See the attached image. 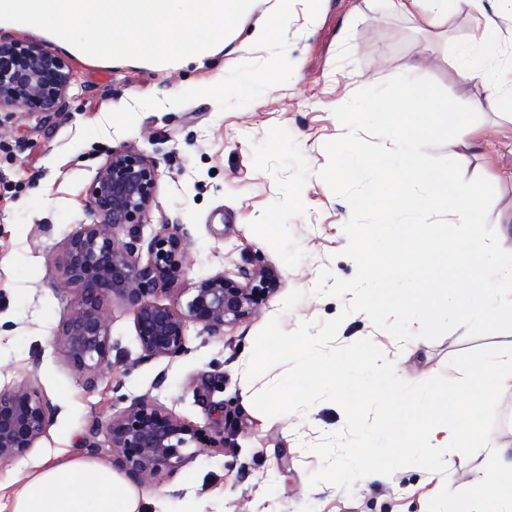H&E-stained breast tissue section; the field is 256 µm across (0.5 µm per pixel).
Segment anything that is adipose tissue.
Returning a JSON list of instances; mask_svg holds the SVG:
<instances>
[{
    "label": "adipose tissue",
    "mask_w": 512,
    "mask_h": 512,
    "mask_svg": "<svg viewBox=\"0 0 512 512\" xmlns=\"http://www.w3.org/2000/svg\"><path fill=\"white\" fill-rule=\"evenodd\" d=\"M391 12L411 17L424 32L442 29L448 23V0H385ZM454 71L463 82L478 81L484 96L478 108L512 112V86H504L493 48V34L462 48ZM451 278H463L465 287L454 289L441 303L445 316L460 324L497 322L512 325V258L501 245H488L471 238L455 250ZM348 374L337 385L342 400L384 394L390 411L377 426L364 434L365 448L410 454L426 448H448L475 440L487 464L475 477V494L457 499L453 512H512V440L493 435L472 438L471 428L479 410L461 416L440 392L409 394L399 383L392 365L372 351L352 355ZM481 387L512 391V352L480 357L465 367ZM11 504V512H140L139 490L127 486L122 476L106 462L73 457L43 470L24 475Z\"/></svg>",
    "instance_id": "ef3b65f1"
}]
</instances>
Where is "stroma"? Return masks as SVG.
<instances>
[{"label":"stroma","instance_id":"stroma-1","mask_svg":"<svg viewBox=\"0 0 512 512\" xmlns=\"http://www.w3.org/2000/svg\"><path fill=\"white\" fill-rule=\"evenodd\" d=\"M488 24L498 58L512 64V18L463 4L450 10L447 31L427 34L388 11L384 0H296L280 41L244 52L219 46L201 60L162 64H105L30 25L1 27V39L53 49L68 64L73 88L58 112L0 109V386L33 381L49 406L36 447L0 462V495H11L19 475L37 473L48 461L83 455L112 462L106 422L141 396L199 429L207 446L174 476L141 485V512H427L438 483L470 492L486 456L466 446L416 462L382 453L376 462L385 478L369 484L347 472L324 475L307 448L342 428L341 408L321 401L304 412L265 416L252 398L284 369L273 367L251 383L244 365L272 317L291 331L339 315L335 345L371 339L398 364L404 387L447 390L460 412L482 408L480 429L512 439V393L480 390L463 370L471 359L512 349V327H460L434 341L402 344L363 312L342 315L344 299L314 293L321 269L343 279L355 273L342 254L350 206L317 176L327 163L324 143L345 131L335 106L404 73L416 54L427 59L423 77L473 104L482 88L460 81L454 61ZM274 65L278 75L264 78ZM249 73L259 80L244 100L239 91ZM478 123L475 147L451 141L435 153L455 156L465 178L493 183L494 223L512 208V138L503 134L512 116L483 112ZM119 149L157 167L154 204L132 234L139 257L148 258L162 225L179 226L186 237L185 273L156 301L185 306L195 281L258 263L275 268L280 283L259 292L256 313L236 324H190L189 352L173 361L145 356L132 305L111 296L110 364L84 375L55 341L78 302L58 265L66 238L91 221L90 184Z\"/></svg>","mask_w":512,"mask_h":512}]
</instances>
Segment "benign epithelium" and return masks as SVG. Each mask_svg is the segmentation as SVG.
I'll return each instance as SVG.
<instances>
[{"label":"benign epithelium","instance_id":"7a95c632","mask_svg":"<svg viewBox=\"0 0 512 512\" xmlns=\"http://www.w3.org/2000/svg\"><path fill=\"white\" fill-rule=\"evenodd\" d=\"M71 84L66 62L47 46L0 42V107L23 104L33 112H57L66 105ZM156 179L157 167L146 157L113 151L89 188L93 223L65 241L62 268L79 301L57 329L56 340L81 373L95 374L109 364L112 343L104 305L114 294L134 304L145 355L172 361L189 353L188 323L211 328L241 321L254 310L253 283L271 288L279 283L274 268L258 264L240 271V282L215 275L194 283L184 309L153 300L157 290L185 272L182 236L163 226L143 263L135 243L120 240L117 231L143 221L154 201ZM48 422L47 405L31 382L0 387V461L26 456L45 436ZM107 432L122 470L142 484L175 473L200 452L192 448L196 433L148 397L112 414Z\"/></svg>","mask_w":512,"mask_h":512}]
</instances>
